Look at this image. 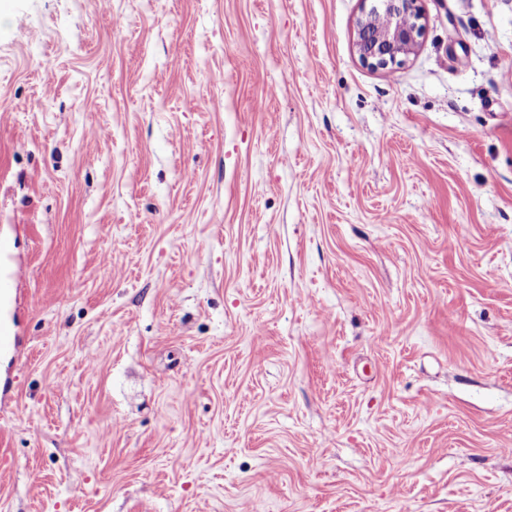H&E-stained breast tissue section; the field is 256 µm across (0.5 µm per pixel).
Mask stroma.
<instances>
[{"label":"stroma","instance_id":"1","mask_svg":"<svg viewBox=\"0 0 512 512\" xmlns=\"http://www.w3.org/2000/svg\"><path fill=\"white\" fill-rule=\"evenodd\" d=\"M371 5L0 0V512H512V0ZM376 2L357 22L355 48L360 60L372 68L400 64L418 46L424 26L420 0Z\"/></svg>","mask_w":512,"mask_h":512}]
</instances>
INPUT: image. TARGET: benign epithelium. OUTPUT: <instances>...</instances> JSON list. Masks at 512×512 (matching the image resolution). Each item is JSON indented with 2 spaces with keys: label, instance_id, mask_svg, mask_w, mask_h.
I'll return each instance as SVG.
<instances>
[{
  "label": "benign epithelium",
  "instance_id": "benign-epithelium-1",
  "mask_svg": "<svg viewBox=\"0 0 512 512\" xmlns=\"http://www.w3.org/2000/svg\"><path fill=\"white\" fill-rule=\"evenodd\" d=\"M375 5L357 22L355 48L372 68L403 62L418 46L424 26L420 0H374Z\"/></svg>",
  "mask_w": 512,
  "mask_h": 512
}]
</instances>
